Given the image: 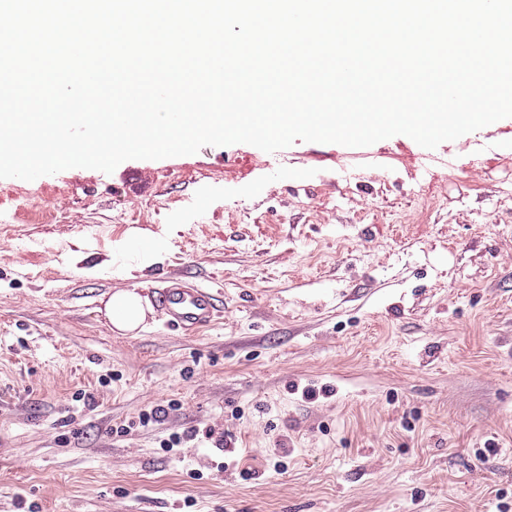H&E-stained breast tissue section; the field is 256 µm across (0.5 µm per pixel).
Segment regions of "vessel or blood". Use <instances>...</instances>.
<instances>
[{
	"label": "vessel or blood",
	"instance_id": "vessel-or-blood-1",
	"mask_svg": "<svg viewBox=\"0 0 512 512\" xmlns=\"http://www.w3.org/2000/svg\"><path fill=\"white\" fill-rule=\"evenodd\" d=\"M158 303L172 326L195 333L212 322L216 305L213 294L203 288H189L169 282L161 291Z\"/></svg>",
	"mask_w": 512,
	"mask_h": 512
}]
</instances>
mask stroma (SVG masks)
I'll return each instance as SVG.
<instances>
[{
	"mask_svg": "<svg viewBox=\"0 0 512 512\" xmlns=\"http://www.w3.org/2000/svg\"><path fill=\"white\" fill-rule=\"evenodd\" d=\"M5 210L0 512H512V117L5 178ZM170 278L211 326L98 311ZM104 296L107 298L104 299ZM100 302L103 307L98 311L103 313L112 329L123 336L139 331L154 313L149 298L136 288H122L104 294Z\"/></svg>",
	"mask_w": 512,
	"mask_h": 512,
	"instance_id": "1",
	"label": "stroma"
}]
</instances>
